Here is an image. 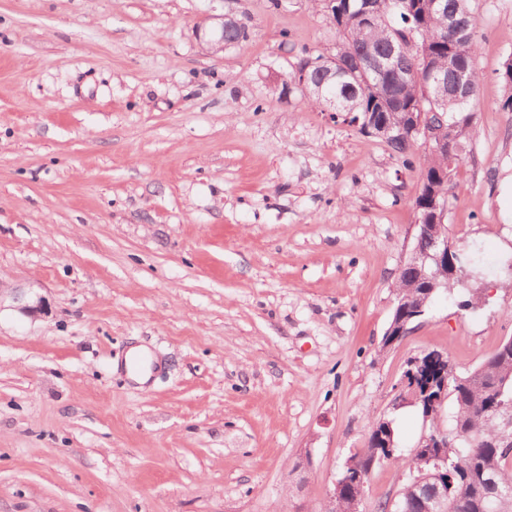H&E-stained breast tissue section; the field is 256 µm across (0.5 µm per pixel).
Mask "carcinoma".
<instances>
[{
	"label": "carcinoma",
	"mask_w": 512,
	"mask_h": 512,
	"mask_svg": "<svg viewBox=\"0 0 512 512\" xmlns=\"http://www.w3.org/2000/svg\"><path fill=\"white\" fill-rule=\"evenodd\" d=\"M470 0H443L442 9L432 10L429 0H336V12L343 21L334 27L336 70L344 74L328 81L323 94H312L308 101L325 111L349 115V123L361 122L367 112H377L386 121L404 120L406 112L425 113V126L437 129L454 126V146L461 152L476 131L474 115L479 106L481 74L477 68L479 30ZM369 6V14L362 8ZM469 22L467 28L454 27L450 18ZM252 31L243 20L225 33L226 40L241 46ZM404 44L397 68L377 74L361 73L358 63L372 56L385 57L393 45ZM298 68L308 69L313 82L322 81L324 54L301 49ZM427 65L437 70L438 77L454 87L458 74H463L467 98L439 100L434 83L419 80L415 73ZM393 153L409 162L418 150L423 153L421 184L412 201L421 223L432 220L433 199L445 205L459 160L450 161L445 153L427 151L420 132L398 134L386 140ZM465 289L459 278L443 277L428 282L411 269L401 271L396 282L397 298H408L413 309H427L440 293ZM502 399L512 398V338L500 344L475 369L452 379L446 397L452 400L454 412L446 430L463 439L452 442L446 462H437L424 451H415L412 465L415 475L402 487L392 510L421 512L422 501L437 493L448 498V512H512V448L503 447L502 429L491 418L489 409L498 389ZM395 436L393 421L377 420L370 427L367 447L354 455L357 468L350 471L339 493L344 506L358 495L376 461L375 452L385 451L386 439ZM495 481L499 497L488 507L489 481Z\"/></svg>",
	"instance_id": "1"
}]
</instances>
